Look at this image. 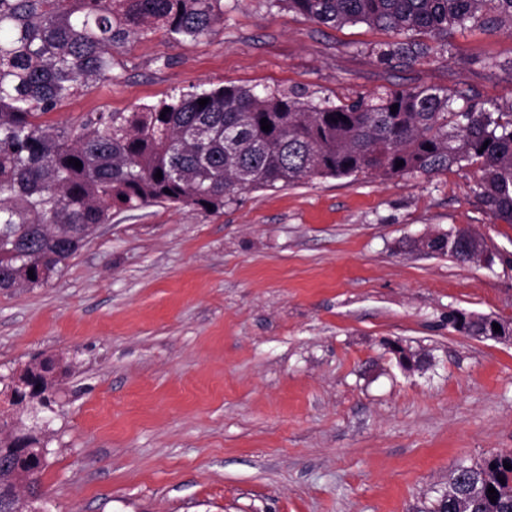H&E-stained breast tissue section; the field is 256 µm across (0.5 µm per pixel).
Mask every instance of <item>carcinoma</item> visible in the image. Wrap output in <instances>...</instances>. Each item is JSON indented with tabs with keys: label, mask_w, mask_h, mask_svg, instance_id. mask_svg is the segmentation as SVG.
<instances>
[{
	"label": "carcinoma",
	"mask_w": 512,
	"mask_h": 512,
	"mask_svg": "<svg viewBox=\"0 0 512 512\" xmlns=\"http://www.w3.org/2000/svg\"><path fill=\"white\" fill-rule=\"evenodd\" d=\"M220 2L0 0V290L47 283L95 227L112 220L114 206L167 202L216 212L243 191L316 177L432 176L478 163L477 197L495 219L512 224V104L491 111L464 91L451 97L425 86L386 89L333 106L295 91L230 86L130 112H89L70 125L42 120L112 81L114 53L126 44L159 30L172 38L215 31L224 19ZM275 2L318 24L363 23L393 33L398 39L375 49L387 66L448 51L459 29L512 30V0ZM479 248L466 231H455L457 259L469 261ZM7 426L0 421V464L9 462L0 467V486L19 475L39 486L41 471L14 459ZM506 462L512 464V451L468 466L489 478L497 500L485 492L459 509L453 474L433 512H512Z\"/></svg>",
	"instance_id": "1"
}]
</instances>
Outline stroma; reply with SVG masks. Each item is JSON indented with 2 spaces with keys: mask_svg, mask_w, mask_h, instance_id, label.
<instances>
[{
  "mask_svg": "<svg viewBox=\"0 0 512 512\" xmlns=\"http://www.w3.org/2000/svg\"><path fill=\"white\" fill-rule=\"evenodd\" d=\"M221 8L215 35L129 44L111 82L48 121L223 86L512 104V31L388 67L373 52L386 31L272 0ZM480 177L470 164L250 190L217 213L116 208L48 283L0 292V375L38 355L68 366L45 415L48 512H431L459 464L512 450V343L450 323L512 322V224L480 203ZM455 228L498 259L417 250ZM396 341L423 364L402 368Z\"/></svg>",
  "mask_w": 512,
  "mask_h": 512,
  "instance_id": "stroma-1",
  "label": "stroma"
}]
</instances>
